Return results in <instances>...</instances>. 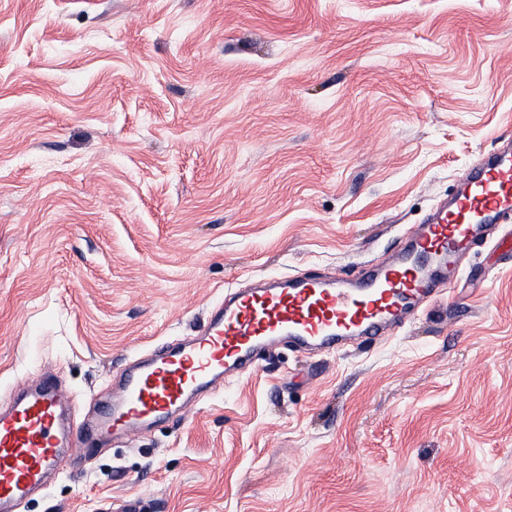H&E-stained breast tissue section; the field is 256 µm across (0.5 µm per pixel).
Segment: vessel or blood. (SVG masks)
Masks as SVG:
<instances>
[{"label": "vessel or blood", "instance_id": "1", "mask_svg": "<svg viewBox=\"0 0 512 512\" xmlns=\"http://www.w3.org/2000/svg\"><path fill=\"white\" fill-rule=\"evenodd\" d=\"M510 218L512 140L479 156L449 200L357 275L296 273L233 287L208 308L194 335L125 360L89 419H67L72 401L60 369L17 380L12 404L0 408V512H20L63 461L86 464L87 446L132 441L152 424L188 417L279 343L308 357L381 343L415 310L440 302L473 243Z\"/></svg>", "mask_w": 512, "mask_h": 512}]
</instances>
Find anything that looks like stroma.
<instances>
[{
    "instance_id": "35a3bbf8",
    "label": "stroma",
    "mask_w": 512,
    "mask_h": 512,
    "mask_svg": "<svg viewBox=\"0 0 512 512\" xmlns=\"http://www.w3.org/2000/svg\"><path fill=\"white\" fill-rule=\"evenodd\" d=\"M512 138V0H0V405L81 406L229 287L354 273ZM389 340L282 347L23 512H512V241Z\"/></svg>"
}]
</instances>
